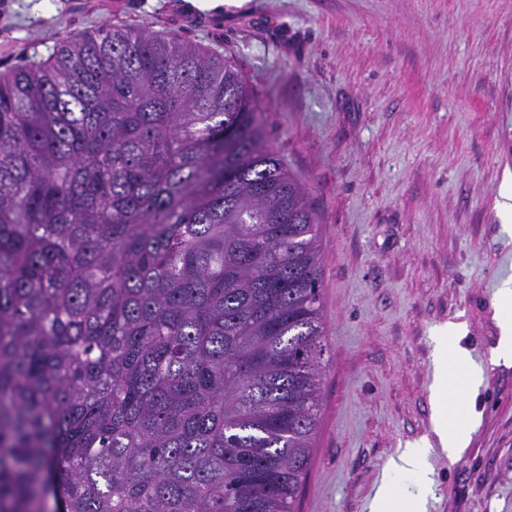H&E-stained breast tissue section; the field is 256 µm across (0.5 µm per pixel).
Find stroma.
Wrapping results in <instances>:
<instances>
[{"instance_id": "1", "label": "stroma", "mask_w": 512, "mask_h": 512, "mask_svg": "<svg viewBox=\"0 0 512 512\" xmlns=\"http://www.w3.org/2000/svg\"><path fill=\"white\" fill-rule=\"evenodd\" d=\"M0 0V73L105 24L234 61L318 215L325 327L316 447L297 512H370L400 449L432 434L431 336L461 326L483 381L464 452L428 458L424 512H512V365L491 362L512 235V0Z\"/></svg>"}]
</instances>
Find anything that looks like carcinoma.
<instances>
[{
  "label": "carcinoma",
  "mask_w": 512,
  "mask_h": 512,
  "mask_svg": "<svg viewBox=\"0 0 512 512\" xmlns=\"http://www.w3.org/2000/svg\"><path fill=\"white\" fill-rule=\"evenodd\" d=\"M320 261L233 61L113 25L0 75V512H294Z\"/></svg>",
  "instance_id": "carcinoma-1"
}]
</instances>
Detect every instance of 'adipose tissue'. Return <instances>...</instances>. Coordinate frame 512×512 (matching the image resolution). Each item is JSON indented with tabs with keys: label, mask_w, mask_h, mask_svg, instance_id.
<instances>
[{
	"label": "adipose tissue",
	"mask_w": 512,
	"mask_h": 512,
	"mask_svg": "<svg viewBox=\"0 0 512 512\" xmlns=\"http://www.w3.org/2000/svg\"><path fill=\"white\" fill-rule=\"evenodd\" d=\"M458 332L451 327L439 329L435 336L436 382L433 394L434 432L449 457H457L467 447L473 431L472 409L466 390L478 384L482 372L467 370L463 380H456L454 373L467 359L466 352L457 343ZM430 452L428 441L409 444L393 459V471L416 477V503H423L429 494L426 460Z\"/></svg>",
	"instance_id": "adipose-tissue-1"
}]
</instances>
